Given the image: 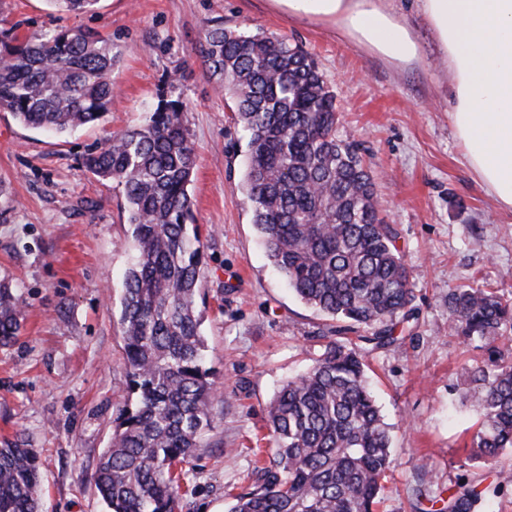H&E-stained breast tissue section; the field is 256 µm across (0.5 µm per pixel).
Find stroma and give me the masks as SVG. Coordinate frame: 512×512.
Wrapping results in <instances>:
<instances>
[{"label": "stroma", "mask_w": 512, "mask_h": 512, "mask_svg": "<svg viewBox=\"0 0 512 512\" xmlns=\"http://www.w3.org/2000/svg\"><path fill=\"white\" fill-rule=\"evenodd\" d=\"M400 7L422 47L409 64L330 24L274 11L267 0H99L80 15L50 0H0V28L91 29L121 53L117 94L97 124L54 135L0 111V284L24 301L17 339L0 346V443L36 452L43 512H106L93 476L127 402L125 199L82 160L112 133L137 126L173 72L197 153L189 191L205 237L201 333L218 387L215 427L186 467L193 493L178 512H225L254 467L274 393L314 363L334 325L292 293L252 222L247 138L194 54L217 19L287 36L315 57L341 112L336 134L360 143L378 205L400 232L414 313L400 343L369 357L368 376L393 426L377 512H420L426 494L461 475L489 492L479 512H512V483H497L498 472L512 469V449L487 464L471 446L479 414L467 370L497 354L448 325L451 288L480 283L512 298V212L468 166L449 116L448 65L412 0Z\"/></svg>", "instance_id": "35a3bbf8"}]
</instances>
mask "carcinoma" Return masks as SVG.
Listing matches in <instances>:
<instances>
[{
  "instance_id": "obj_1",
  "label": "carcinoma",
  "mask_w": 512,
  "mask_h": 512,
  "mask_svg": "<svg viewBox=\"0 0 512 512\" xmlns=\"http://www.w3.org/2000/svg\"><path fill=\"white\" fill-rule=\"evenodd\" d=\"M68 12L99 0H51ZM195 51L234 103L248 136L252 222L272 266L305 304L336 320L339 339L288 381L268 408L269 461L231 495L226 512H374L392 436L367 381L366 354L395 344L413 314L399 231L381 216L359 145L336 136L333 91L316 60L282 35L204 29ZM120 55L90 30L41 35L0 29V110L56 134L99 121ZM188 104L160 94L142 124L86 154L83 167L121 190L132 262L120 322L128 396L94 485L108 512H178L179 469L214 428L217 387L206 367L197 298L205 246L188 192L197 154ZM22 302L0 284V345L19 335ZM448 326L494 348L512 330V299L479 286L448 289ZM480 413L472 443L495 459L512 448V356L469 372ZM31 448H0V512H42ZM480 493L459 476L446 512H476Z\"/></svg>"
}]
</instances>
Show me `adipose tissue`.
I'll use <instances>...</instances> for the list:
<instances>
[{
  "label": "adipose tissue",
  "instance_id": "ef3b65f1",
  "mask_svg": "<svg viewBox=\"0 0 512 512\" xmlns=\"http://www.w3.org/2000/svg\"><path fill=\"white\" fill-rule=\"evenodd\" d=\"M326 21L399 63L421 57L394 0H268ZM448 62L451 119L466 160L500 208L512 211V0H415Z\"/></svg>",
  "mask_w": 512,
  "mask_h": 512
}]
</instances>
